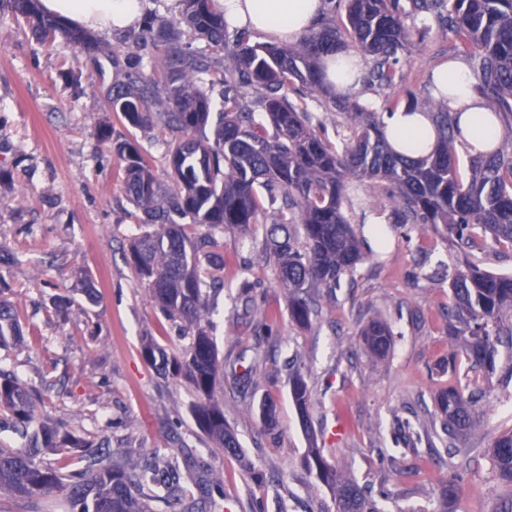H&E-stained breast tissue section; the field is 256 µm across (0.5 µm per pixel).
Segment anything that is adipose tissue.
Returning a JSON list of instances; mask_svg holds the SVG:
<instances>
[{"instance_id": "obj_1", "label": "adipose tissue", "mask_w": 512, "mask_h": 512, "mask_svg": "<svg viewBox=\"0 0 512 512\" xmlns=\"http://www.w3.org/2000/svg\"><path fill=\"white\" fill-rule=\"evenodd\" d=\"M48 14L71 24L100 32L123 31L139 26L147 0H40ZM227 20L237 27L277 43L297 42L324 10V0H215ZM363 61L343 49L328 61L326 83L343 93L361 88ZM433 79L446 92L449 111L459 113L463 135L459 143L469 156L478 157L502 139V126L479 94L468 65L453 60L438 67ZM384 134L395 152L410 157L430 154L437 145L435 128L421 109L400 106L384 118Z\"/></svg>"}]
</instances>
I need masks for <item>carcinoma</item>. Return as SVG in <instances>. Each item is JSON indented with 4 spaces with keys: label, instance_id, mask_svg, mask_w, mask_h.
I'll list each match as a JSON object with an SVG mask.
<instances>
[{
    "label": "carcinoma",
    "instance_id": "carcinoma-1",
    "mask_svg": "<svg viewBox=\"0 0 512 512\" xmlns=\"http://www.w3.org/2000/svg\"><path fill=\"white\" fill-rule=\"evenodd\" d=\"M38 2L0 0V10H10L43 43L62 36L94 56L95 35L44 15ZM182 2L177 19H144L136 50L116 57L127 82L110 85L105 94L108 107L130 126L155 125L174 136L169 149L175 187L161 186L135 140L114 141L107 129L100 138L112 144L126 196L139 212L141 232L130 243V262L161 310L192 331L178 357L151 341L142 343L141 355L160 374L190 384L197 426L216 447L235 454L240 442L214 397L223 375L218 348L200 328L207 287L202 264L213 270L224 264L213 234L224 228L246 236L264 225V258L288 291L290 319L302 327L315 313L312 291L336 288L366 259L345 214L354 179L382 188L394 223L440 233L466 255L484 251L490 240L512 247V0H326V12L291 45L253 44L247 28L236 29L229 41L227 20L213 0ZM418 15L453 35L478 90L496 115H504L503 139L470 161L466 180L456 152L457 121L444 101L405 90L406 103L427 111L438 134L431 154L412 159L387 144L382 113L331 91L319 69L324 56L353 47L371 59L363 83L372 90L392 87L403 79L398 64L412 38L407 20ZM186 31L197 46L180 45ZM226 54L229 67L221 62ZM247 87L256 92L249 102ZM317 94L325 108L343 116L348 139L332 141L309 111L307 98ZM270 211L275 218L268 224ZM187 219L203 228L196 242L183 229ZM298 228L302 251L294 246ZM450 289L448 335L465 338L468 363L494 371L502 337L512 338V273L489 272L468 260ZM17 335L13 309L0 300V344ZM359 336L378 358L392 347L393 333L383 320H369ZM289 384L296 408L307 416L312 395L305 378L295 372ZM481 397L477 387L438 393L441 428L451 443L478 426ZM41 400L39 390L0 371V410L14 418L16 435L13 445L0 442V492L23 500L60 499L65 512H155L158 503L172 512L222 509L212 493L197 496L160 476L153 457L115 458L103 451L104 441L63 431L38 414ZM46 453L63 460L46 463ZM489 456L500 477L512 482V432L495 440ZM304 465L333 494L335 512H381L368 491L320 449L310 446ZM457 493L456 481L449 480L433 512H451Z\"/></svg>",
    "mask_w": 512,
    "mask_h": 512
}]
</instances>
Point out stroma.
<instances>
[{"label":"stroma","mask_w":512,"mask_h":512,"mask_svg":"<svg viewBox=\"0 0 512 512\" xmlns=\"http://www.w3.org/2000/svg\"><path fill=\"white\" fill-rule=\"evenodd\" d=\"M90 60L64 39L37 42L0 14V300L24 327L20 346L0 349V367L30 385L54 391L42 412L76 435L108 438L116 456L155 452L176 463L181 482L195 489L202 476L220 481L235 512H333L332 494L309 474V445L360 485L370 487L380 512H432L442 485L455 480L454 512H501L512 483L496 474L487 450L512 432V344L499 346L496 372L443 370L460 343L448 334L450 281L457 252L441 235L390 220L391 207L371 182L357 186L347 216L372 257L354 279L319 291V315L302 328L288 316V294L262 257L264 233L216 231L224 256L220 290L210 293L202 318L224 366L217 396L236 432L238 455L216 448L198 428L196 396L184 381L165 378L140 353L152 339L168 353L187 344L161 312L129 261L136 211L123 191V170L107 144L135 139L162 186H171L168 131L132 128L103 99L107 82H122L107 53L128 32L99 33ZM450 41L434 31L413 39L399 67L403 81L386 97L423 85L448 60ZM78 76L74 93L68 75ZM377 214L381 223H369ZM91 280L98 302L85 306ZM255 288L246 310L240 286ZM67 297L61 307L58 297ZM270 313V334L255 322ZM391 327L387 357H373L359 338L371 318ZM303 374L313 395L308 419L293 404L289 377ZM475 382L483 392L479 428L448 454L435 407L436 393ZM275 411L274 423L261 413Z\"/></svg>","instance_id":"obj_1"}]
</instances>
